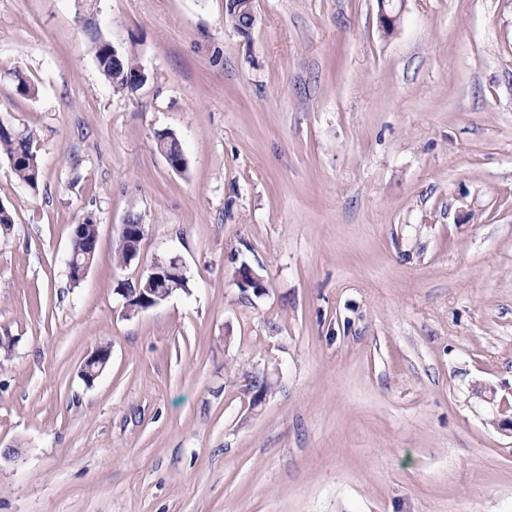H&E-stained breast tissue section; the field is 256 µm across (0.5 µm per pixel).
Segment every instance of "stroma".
Returning a JSON list of instances; mask_svg holds the SVG:
<instances>
[{"label":"stroma","instance_id":"1","mask_svg":"<svg viewBox=\"0 0 512 512\" xmlns=\"http://www.w3.org/2000/svg\"><path fill=\"white\" fill-rule=\"evenodd\" d=\"M97 6L0 0V123L43 169L0 156V512H512V0H405L389 34L378 0H255L246 35L225 0ZM163 256L189 292L127 313ZM112 44L108 41H96L95 46V59L98 69L109 86L116 92H132L142 85L145 80H133L127 78L134 77V79L142 76V72L138 67H130L134 65L132 62L117 54L121 65L112 58ZM130 68V70H129ZM0 155L5 156L18 179L32 190H37L42 171L33 150V134L0 124ZM156 144L158 150L168 158L170 161L168 163L174 170L184 171L186 169L187 160L182 145L174 134L162 133L158 135ZM98 233V224L90 216L84 219L83 224H76L72 228V235L76 236L71 237L70 239L67 268L69 278L75 284L77 283V279L73 275V273H75V267H77L76 275L78 276V279L82 281L90 267V264H92L94 260L97 250ZM86 262H89L90 264ZM76 263H79V265L76 266ZM133 224H122V235L127 236L129 239L135 240L134 244L143 240L144 226L140 224V218L130 219ZM121 232L118 237V242L114 251L113 260L118 267H124L127 262L128 252L133 250V244L129 241L125 242L121 238ZM111 357L108 347L100 346L94 349L85 359L81 376L86 384H92L101 374Z\"/></svg>","mask_w":512,"mask_h":512}]
</instances>
